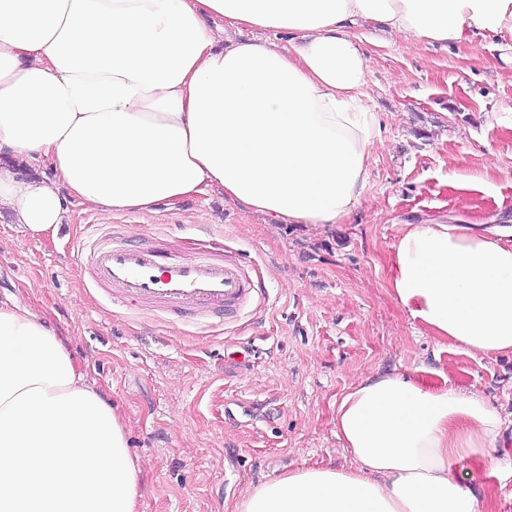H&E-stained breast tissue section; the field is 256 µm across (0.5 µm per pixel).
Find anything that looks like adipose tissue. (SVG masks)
<instances>
[{
	"label": "adipose tissue",
	"mask_w": 512,
	"mask_h": 512,
	"mask_svg": "<svg viewBox=\"0 0 512 512\" xmlns=\"http://www.w3.org/2000/svg\"><path fill=\"white\" fill-rule=\"evenodd\" d=\"M359 20L447 45L512 33V0H0V211L40 236L72 200L150 214L214 190L268 224L339 223L381 139ZM227 23L260 34L227 40ZM502 235L402 225L392 297L450 348L512 356ZM508 424L455 385L367 375L336 407L353 468L298 469L237 512H494L459 465L497 468ZM141 475L69 337L0 300V512H137Z\"/></svg>",
	"instance_id": "adipose-tissue-1"
}]
</instances>
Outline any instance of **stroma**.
Returning a JSON list of instances; mask_svg holds the SVG:
<instances>
[{
  "label": "stroma",
  "mask_w": 512,
  "mask_h": 512,
  "mask_svg": "<svg viewBox=\"0 0 512 512\" xmlns=\"http://www.w3.org/2000/svg\"><path fill=\"white\" fill-rule=\"evenodd\" d=\"M366 103L382 138L360 203L338 224H268L217 193L152 214L71 203L55 234L0 223V298L46 311L129 426L142 467L138 512H235L246 491L304 468L353 466L333 425L361 376L440 377L512 413V358L450 351L390 294L401 225L512 226V35L450 44L366 23ZM123 225L172 250L218 239L258 269L260 311L221 329L134 315L89 291L77 253L88 225ZM497 471L461 476L512 512V429Z\"/></svg>",
  "instance_id": "1"
}]
</instances>
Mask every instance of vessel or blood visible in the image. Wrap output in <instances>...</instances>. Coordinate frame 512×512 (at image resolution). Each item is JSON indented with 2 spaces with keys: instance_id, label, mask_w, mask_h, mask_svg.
Returning <instances> with one entry per match:
<instances>
[{
  "instance_id": "vessel-or-blood-1",
  "label": "vessel or blood",
  "mask_w": 512,
  "mask_h": 512,
  "mask_svg": "<svg viewBox=\"0 0 512 512\" xmlns=\"http://www.w3.org/2000/svg\"><path fill=\"white\" fill-rule=\"evenodd\" d=\"M81 260L91 284L112 301L168 322L187 318L209 328L250 313L265 298L256 269L217 241L180 254L109 229L82 247Z\"/></svg>"
}]
</instances>
